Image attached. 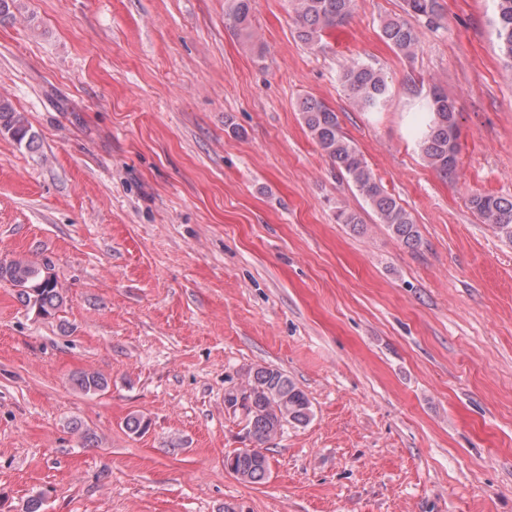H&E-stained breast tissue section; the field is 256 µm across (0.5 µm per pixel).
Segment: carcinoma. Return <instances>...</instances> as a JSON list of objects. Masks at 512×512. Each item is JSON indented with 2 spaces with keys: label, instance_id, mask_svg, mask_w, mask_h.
I'll return each mask as SVG.
<instances>
[{
  "label": "carcinoma",
  "instance_id": "cac0c4a2",
  "mask_svg": "<svg viewBox=\"0 0 512 512\" xmlns=\"http://www.w3.org/2000/svg\"><path fill=\"white\" fill-rule=\"evenodd\" d=\"M495 2V27L501 58L512 67V0ZM355 0H289L296 25L297 37L308 46L320 41L326 28L342 26L352 17ZM254 0H227L225 16L230 27L243 41L250 42L251 14ZM402 16L387 19L382 36L405 57L414 54L419 44L417 28L410 22L423 17L432 23L438 18V0H403ZM340 81L349 97L363 110L375 111L387 94L383 73L364 62H352L340 72ZM425 111L430 123L420 141L426 163L442 174L456 169V150L451 134L457 127V107L453 99L434 89L429 94ZM302 119L321 151L342 175L359 191L379 223L409 248L419 245L420 235L413 218L378 181L356 144L341 129L336 112L324 103L307 98L300 104ZM0 135L14 143L32 148L36 135L26 116L12 104L0 99ZM471 208L487 224L512 241V199L493 194H476L470 199ZM0 280L18 289L25 306L43 317L55 315L63 304L62 289L52 273L48 260H0ZM85 393H96L108 387L107 379L98 372L83 371L74 379ZM231 408H241L246 417V433L258 448L252 455L236 451L227 460L234 461L233 472L243 482L259 483L268 476V465L259 446L273 439L288 423L305 424L312 415V405L306 393L278 369L259 367L249 373L245 385L224 396Z\"/></svg>",
  "mask_w": 512,
  "mask_h": 512
}]
</instances>
